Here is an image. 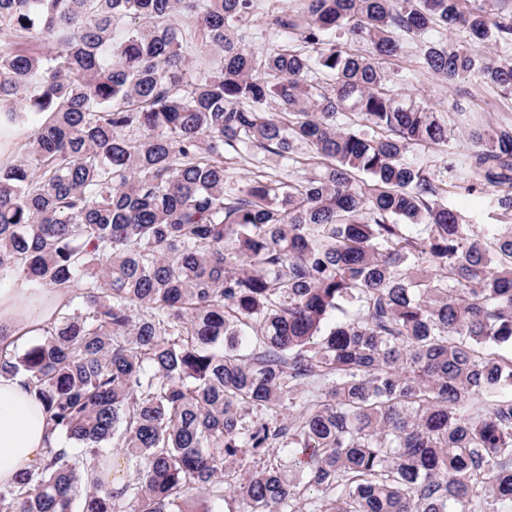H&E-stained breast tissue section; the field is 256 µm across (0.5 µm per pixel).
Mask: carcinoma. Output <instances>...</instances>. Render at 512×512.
Segmentation results:
<instances>
[{
  "mask_svg": "<svg viewBox=\"0 0 512 512\" xmlns=\"http://www.w3.org/2000/svg\"><path fill=\"white\" fill-rule=\"evenodd\" d=\"M274 14L254 56V0H0V31L49 44L0 48V129L42 117L0 163V281L70 292L25 351L0 330V375L60 443L0 512L512 506V125L443 161L495 191L506 223L478 233L406 159L450 133L389 67L408 37L426 71L511 96L489 51L512 10ZM189 43L222 64L193 70Z\"/></svg>",
  "mask_w": 512,
  "mask_h": 512,
  "instance_id": "carcinoma-1",
  "label": "carcinoma"
}]
</instances>
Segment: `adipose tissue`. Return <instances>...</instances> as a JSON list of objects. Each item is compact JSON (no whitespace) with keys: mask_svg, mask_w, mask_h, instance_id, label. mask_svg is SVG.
I'll use <instances>...</instances> for the list:
<instances>
[{"mask_svg":"<svg viewBox=\"0 0 512 512\" xmlns=\"http://www.w3.org/2000/svg\"><path fill=\"white\" fill-rule=\"evenodd\" d=\"M62 296L54 289L34 293L28 284L0 289V329L9 340L37 333L59 308ZM48 433L41 407L22 376L0 375V486L20 472L33 469L44 456Z\"/></svg>","mask_w":512,"mask_h":512,"instance_id":"adipose-tissue-1","label":"adipose tissue"}]
</instances>
